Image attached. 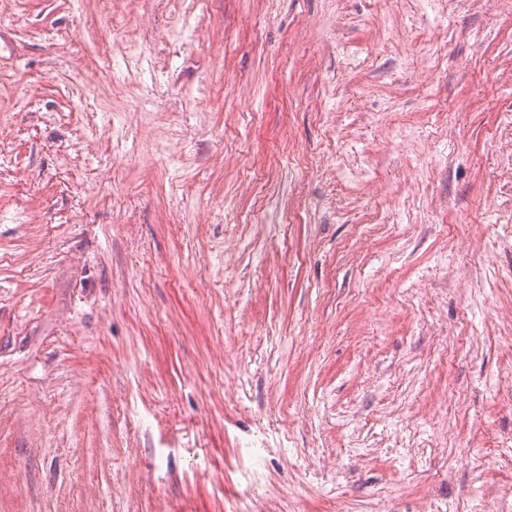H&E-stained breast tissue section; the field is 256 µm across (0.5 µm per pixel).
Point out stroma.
Instances as JSON below:
<instances>
[{"label": "stroma", "mask_w": 512, "mask_h": 512, "mask_svg": "<svg viewBox=\"0 0 512 512\" xmlns=\"http://www.w3.org/2000/svg\"><path fill=\"white\" fill-rule=\"evenodd\" d=\"M510 114L512 0H10L0 512H512Z\"/></svg>", "instance_id": "1"}]
</instances>
